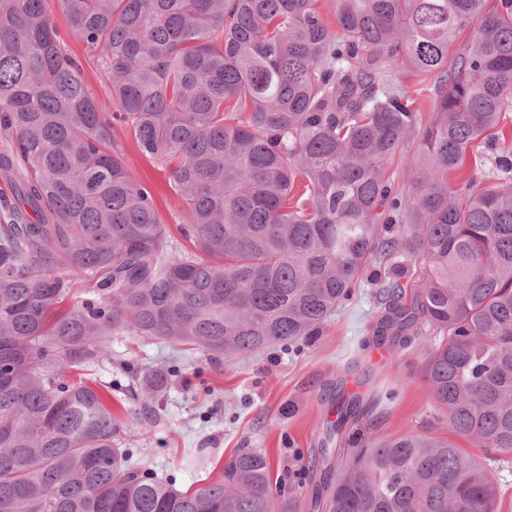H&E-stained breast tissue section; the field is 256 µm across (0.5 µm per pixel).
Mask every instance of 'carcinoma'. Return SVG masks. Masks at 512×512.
I'll return each mask as SVG.
<instances>
[{"instance_id": "1", "label": "carcinoma", "mask_w": 512, "mask_h": 512, "mask_svg": "<svg viewBox=\"0 0 512 512\" xmlns=\"http://www.w3.org/2000/svg\"><path fill=\"white\" fill-rule=\"evenodd\" d=\"M110 95L87 88L47 0H0V512H497L498 483L447 439L348 428L273 486L241 448L180 490L133 462L96 382L133 330L229 364L318 334L371 270L382 342L422 345L448 429L512 452V155L453 185L512 109V0H59ZM470 39L453 59L458 34ZM411 72L434 88L422 124ZM124 121L170 168L184 234L114 150ZM419 136L410 192L388 168ZM424 276L406 292L397 258ZM392 275L381 278L377 270ZM94 297L57 308L72 282Z\"/></svg>"}]
</instances>
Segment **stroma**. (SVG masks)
Listing matches in <instances>:
<instances>
[{
  "label": "stroma",
  "mask_w": 512,
  "mask_h": 512,
  "mask_svg": "<svg viewBox=\"0 0 512 512\" xmlns=\"http://www.w3.org/2000/svg\"><path fill=\"white\" fill-rule=\"evenodd\" d=\"M49 9L89 90L107 98L109 87L96 60L83 42L66 35L59 0H50ZM113 138L123 164L151 192L169 250L195 252L193 240L181 232L184 205L169 169L139 150L128 127H114ZM378 309L372 286L356 289L321 335L233 365L220 356L122 332L109 340L105 360L91 374L105 387L126 433L125 446L141 467L175 478L177 488L219 480L225 460L240 448L266 453L274 477L281 478L288 469L309 464L342 391L357 397L365 431L385 437L445 435L444 414L421 374L422 349L369 345ZM166 369L172 372L166 391L147 400L148 376ZM147 401L153 407L148 414L142 410ZM462 448L495 473L498 512H512V454L469 442Z\"/></svg>",
  "instance_id": "stroma-1"
}]
</instances>
